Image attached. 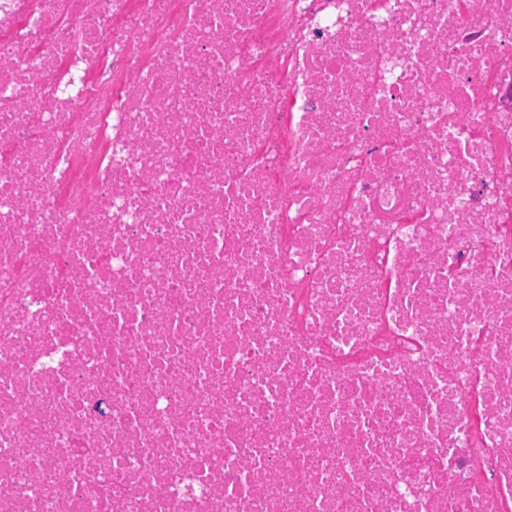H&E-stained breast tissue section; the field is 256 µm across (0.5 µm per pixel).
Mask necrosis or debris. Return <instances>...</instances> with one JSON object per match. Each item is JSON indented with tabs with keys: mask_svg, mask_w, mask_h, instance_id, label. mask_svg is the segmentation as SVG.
Masks as SVG:
<instances>
[{
	"mask_svg": "<svg viewBox=\"0 0 512 512\" xmlns=\"http://www.w3.org/2000/svg\"><path fill=\"white\" fill-rule=\"evenodd\" d=\"M0 512H512V0H0Z\"/></svg>",
	"mask_w": 512,
	"mask_h": 512,
	"instance_id": "4bbe7bcc",
	"label": "necrosis or debris"
}]
</instances>
